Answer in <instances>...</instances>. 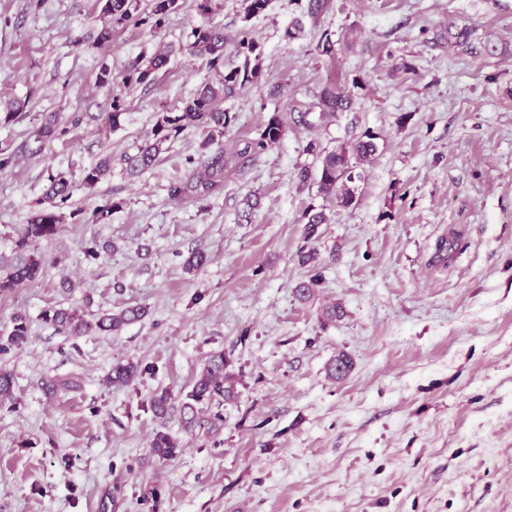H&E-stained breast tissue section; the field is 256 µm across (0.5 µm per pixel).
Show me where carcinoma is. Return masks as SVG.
I'll list each match as a JSON object with an SVG mask.
<instances>
[{
	"label": "carcinoma",
	"instance_id": "carcinoma-1",
	"mask_svg": "<svg viewBox=\"0 0 512 512\" xmlns=\"http://www.w3.org/2000/svg\"><path fill=\"white\" fill-rule=\"evenodd\" d=\"M179 0H151L150 13L143 17L138 14L139 0H105L102 13L107 22L99 32L96 46L100 47L112 42V31L116 25L133 23L144 25L152 23L159 29L166 18L179 8ZM270 0H241L243 19L263 13ZM193 41L190 44L191 54L201 58L208 69L218 74L214 82H205L189 98L183 102L179 112H161L155 123L152 138L138 148L134 155L124 158L126 167L132 173L142 172L151 167L163 150V146L172 138L193 128H206L209 137L202 143L207 150L214 144L215 137L224 136L230 127L233 115L224 109V101L235 97L245 85L254 82L260 75V57L258 44L244 33L235 41L234 55L243 58L240 64L230 61L224 56L226 45L224 28L205 24L194 29ZM448 49L461 50L468 54L481 51L492 52L490 41L476 36L472 28H448ZM172 50L163 49L154 54L145 64L134 60L127 68L122 82L130 87L150 82L155 73L164 68ZM352 98L349 92L334 84L326 85L313 94V101L305 108L298 110L299 121L310 123L309 116L317 114V120L331 123L340 112L351 108ZM70 127L54 119L43 125L38 134L42 138L51 139L65 136ZM284 132V122L275 114L268 120L260 138L248 144L243 153H261L275 146ZM377 135L366 132L351 142L336 145L332 149L320 147L310 142L306 146L309 154L316 156L318 166L299 168L297 178L306 186L315 183L318 189L337 207L349 208L358 200V182L364 180L365 167L370 165L378 151ZM111 159H100L96 164L83 172L82 183L93 187L99 183L110 168ZM224 178V151L218 150L200 162L186 181H177L170 187L173 198L182 196L203 197L209 194ZM72 196L70 183L53 174L48 175L45 190L47 206L32 215L23 234L8 249H0V294H8L40 276L46 266L44 254L39 250L38 241L52 238L62 223L63 216L59 213L61 206ZM145 310L138 306H130L118 314L103 315L95 320H87L77 311L65 307H50L42 311L41 320L61 333L69 336H93L96 334L118 332L124 326L140 320ZM29 338V320L26 315L18 313L13 318V326L7 337H0V355L12 349L23 347ZM139 375V366L133 362H118L106 378L113 385H126ZM232 376L226 371L224 353L215 352L209 356L203 369L195 378L192 389L186 394V401L181 405L182 430L190 435L199 432L212 433L219 423L221 415L209 418L199 416V406L221 403L234 398ZM172 395L162 391L151 399V409L159 418L168 415ZM15 401L14 381L12 373L0 368V404ZM181 441L169 432L159 430L155 433L151 448L155 456L162 460H171L178 455Z\"/></svg>",
	"mask_w": 512,
	"mask_h": 512
}]
</instances>
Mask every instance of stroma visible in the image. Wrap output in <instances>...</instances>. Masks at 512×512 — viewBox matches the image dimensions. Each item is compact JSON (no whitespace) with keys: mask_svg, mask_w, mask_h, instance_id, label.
Masks as SVG:
<instances>
[{"mask_svg":"<svg viewBox=\"0 0 512 512\" xmlns=\"http://www.w3.org/2000/svg\"><path fill=\"white\" fill-rule=\"evenodd\" d=\"M198 5L179 0L159 29L115 27L97 49L100 0H0V100L20 104L0 125L15 155L0 171V247L40 208L49 174L75 184L58 234L39 243L42 275L0 295V336L15 314L30 322L28 343L0 356L16 395L0 405V512H512V51L455 55L447 42L453 25L512 48V0H271L248 21L240 0ZM207 23L232 40L247 31L261 74L225 103L236 120L220 188L174 200L206 131L186 130L136 177L123 157L158 112L215 80L187 51ZM326 34L336 56L317 49ZM162 43L177 48L167 66L125 87L128 63ZM329 82L349 90L351 110L301 125L293 104ZM115 98L125 116L109 130ZM53 114L79 123L37 138ZM275 114L280 142L244 154ZM368 131L378 151L355 206L299 187L309 142L331 149ZM106 156L111 171L81 185ZM108 201L110 222L92 223ZM310 209L329 218L311 237ZM448 239L450 263L438 258ZM95 242L112 248L86 258ZM195 250L209 262L190 274ZM313 277L314 295L299 299ZM332 305L343 315L330 321ZM128 306L147 314L112 334L73 337L40 319L49 307L92 318ZM215 352L236 395L203 409L222 415L218 432L191 436L181 404ZM341 353L352 369L336 380ZM118 361L141 375L106 384ZM164 389L160 420L150 400ZM162 428L183 443L170 461L151 453Z\"/></svg>","mask_w":512,"mask_h":512,"instance_id":"35a3bbf8","label":"stroma"}]
</instances>
